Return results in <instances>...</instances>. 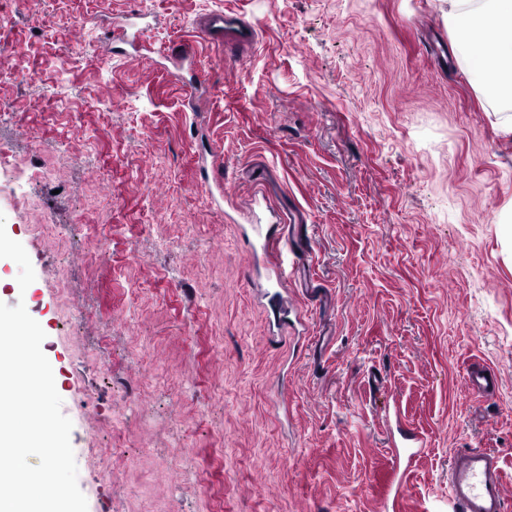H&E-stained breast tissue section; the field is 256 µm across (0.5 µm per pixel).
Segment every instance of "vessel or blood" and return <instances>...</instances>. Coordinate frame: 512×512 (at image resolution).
<instances>
[{
    "label": "vessel or blood",
    "instance_id": "vessel-or-blood-1",
    "mask_svg": "<svg viewBox=\"0 0 512 512\" xmlns=\"http://www.w3.org/2000/svg\"><path fill=\"white\" fill-rule=\"evenodd\" d=\"M139 14H129L113 32L121 43L136 46L139 37ZM205 40L225 48L239 43H251L256 32L251 25L233 21L229 14L212 13L202 28ZM292 248L283 240L278 225L268 224L258 228L257 238L251 244L250 255L263 264L277 287H287L294 271ZM471 393L486 399L493 398L499 388L497 371L476 366L467 374ZM398 437L390 443L394 469L390 494L401 496L410 475V468L428 448L426 435L418 429L398 423ZM504 470L498 457L481 448L457 452L448 468V502L452 512H507L512 506L504 487Z\"/></svg>",
    "mask_w": 512,
    "mask_h": 512
}]
</instances>
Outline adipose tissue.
<instances>
[{"instance_id": "1", "label": "adipose tissue", "mask_w": 512, "mask_h": 512, "mask_svg": "<svg viewBox=\"0 0 512 512\" xmlns=\"http://www.w3.org/2000/svg\"><path fill=\"white\" fill-rule=\"evenodd\" d=\"M474 15V22L460 28L455 39V50L462 59L474 58L494 72L496 91L505 100H512V47L501 43L497 34L512 28V0H448V16L455 19Z\"/></svg>"}]
</instances>
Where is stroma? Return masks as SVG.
I'll list each match as a JSON object with an SVG mask.
<instances>
[{"label":"stroma","instance_id":"stroma-1","mask_svg":"<svg viewBox=\"0 0 512 512\" xmlns=\"http://www.w3.org/2000/svg\"><path fill=\"white\" fill-rule=\"evenodd\" d=\"M220 10L257 29L235 65ZM455 37L446 0H0V213L36 274L0 259V302L46 333L88 512H383L394 400L429 441L397 512H448L458 448L512 498V103ZM143 18L142 15L131 12L113 31L114 37L121 43L135 48L140 34L139 20ZM233 19L224 12L212 13L200 29L202 37L215 45L231 50L235 44L253 43L256 39L255 29L251 25L235 22ZM264 226H257L258 238L251 244L250 255L254 261L262 262L278 288H288L295 262V258L290 261V255L294 256V252L281 237L279 224ZM467 385L470 392L478 397L492 399L499 388V374L494 369L475 366L467 373Z\"/></svg>","mask_w":512,"mask_h":512}]
</instances>
